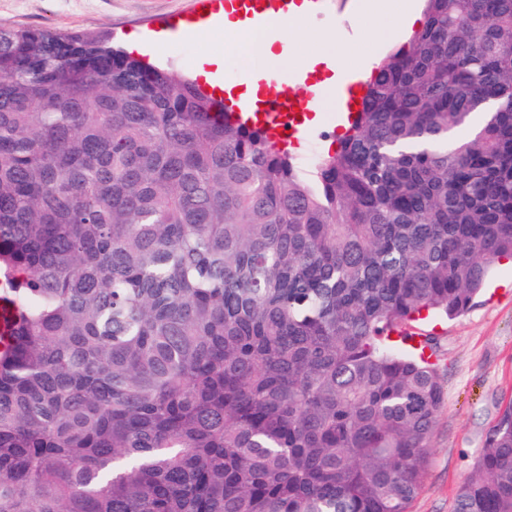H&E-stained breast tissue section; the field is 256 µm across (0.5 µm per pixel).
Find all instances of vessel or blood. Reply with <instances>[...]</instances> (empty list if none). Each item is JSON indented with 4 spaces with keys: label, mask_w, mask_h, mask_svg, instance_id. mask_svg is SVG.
<instances>
[{
    "label": "vessel or blood",
    "mask_w": 512,
    "mask_h": 512,
    "mask_svg": "<svg viewBox=\"0 0 512 512\" xmlns=\"http://www.w3.org/2000/svg\"><path fill=\"white\" fill-rule=\"evenodd\" d=\"M232 11L255 28L268 26L277 17L289 12L288 0H198L196 13L192 16L175 17L169 20L172 33L184 34L199 26L217 27L225 12ZM274 81L279 87L276 99L261 98L245 102L238 98L232 84L224 86V103L228 111L234 112L239 122L268 128L278 140L295 144L302 134L307 114L299 110V99L285 74L278 73Z\"/></svg>",
    "instance_id": "1"
}]
</instances>
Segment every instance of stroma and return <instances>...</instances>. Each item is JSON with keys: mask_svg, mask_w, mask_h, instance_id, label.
I'll return each mask as SVG.
<instances>
[{"mask_svg": "<svg viewBox=\"0 0 512 512\" xmlns=\"http://www.w3.org/2000/svg\"><path fill=\"white\" fill-rule=\"evenodd\" d=\"M196 0H0V26L37 28L57 33L81 32L127 47L130 35H139L153 61L164 68L194 77L199 60L223 61L224 76L240 79L252 68L223 28H206L162 47L169 18L189 12ZM359 0H324L320 13L306 15L303 31L288 45V71L294 85L313 92L316 75H303L305 59L318 50L327 34L362 44L368 60L357 70L368 76L380 58L401 45L406 34L389 35L387 15L364 14ZM310 106L324 107L320 124L312 126L304 142L291 153L310 165L325 151L324 136L336 131L335 112L328 94L313 92ZM425 329L436 338L440 381L445 402L435 428L427 475L411 512H452L459 487L473 472L487 431L512 404V260L496 263L484 292L455 320L431 319Z\"/></svg>", "mask_w": 512, "mask_h": 512, "instance_id": "stroma-1", "label": "stroma"}]
</instances>
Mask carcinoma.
<instances>
[{
	"label": "carcinoma",
	"mask_w": 512,
	"mask_h": 512,
	"mask_svg": "<svg viewBox=\"0 0 512 512\" xmlns=\"http://www.w3.org/2000/svg\"><path fill=\"white\" fill-rule=\"evenodd\" d=\"M309 168L194 81L0 28V512H410L407 331L512 259V0H424ZM453 512H512V405Z\"/></svg>",
	"instance_id": "cac0c4a2"
}]
</instances>
